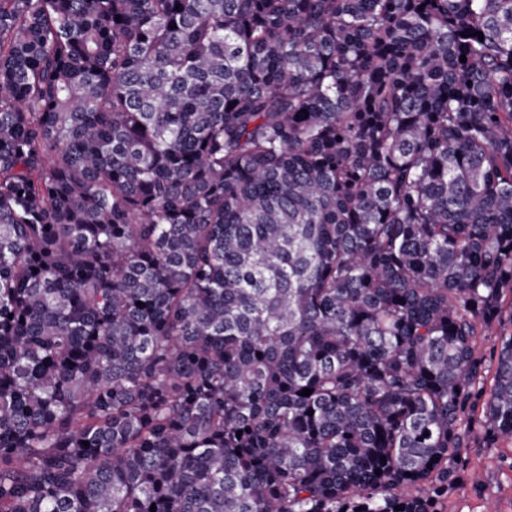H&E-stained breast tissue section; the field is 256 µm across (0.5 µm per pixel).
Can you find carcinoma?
<instances>
[{
	"label": "carcinoma",
	"instance_id": "cac0c4a2",
	"mask_svg": "<svg viewBox=\"0 0 512 512\" xmlns=\"http://www.w3.org/2000/svg\"><path fill=\"white\" fill-rule=\"evenodd\" d=\"M508 292L512 0H0V512H436Z\"/></svg>",
	"mask_w": 512,
	"mask_h": 512
}]
</instances>
